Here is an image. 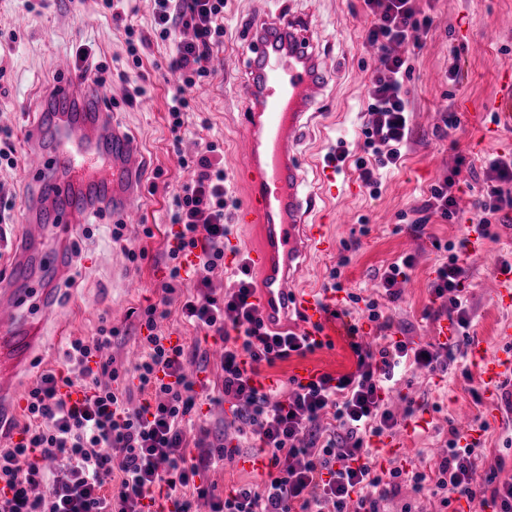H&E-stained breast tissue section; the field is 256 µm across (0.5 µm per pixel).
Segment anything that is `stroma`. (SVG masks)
<instances>
[{"label":"stroma","mask_w":512,"mask_h":512,"mask_svg":"<svg viewBox=\"0 0 512 512\" xmlns=\"http://www.w3.org/2000/svg\"><path fill=\"white\" fill-rule=\"evenodd\" d=\"M423 14L433 24L422 36V46L408 52L411 67L408 86L413 108L412 135L401 164L383 175L378 195L366 189L357 194H339L324 212V223L334 225L336 249L331 254L309 261L300 278L302 285L322 288L329 272L341 257L349 263L341 278L344 292L377 298L382 314L393 322L391 333L401 339L437 342L436 320L425 318L430 303L429 283L439 263L448 259L446 251L435 249L433 240L454 242L461 238L474 211L472 196H462L461 214L454 223L430 215L422 235H415L410 224L430 196L432 185L442 183L453 170L474 187L483 186L486 158L512 156V126L504 123L500 107L501 76L512 74V0H418ZM153 0H131L125 24L112 21L101 0H52L48 8L27 10L26 0H0V137L11 135L20 161L15 171L0 174V190L14 200L12 224L7 228L10 243L23 238L25 216L32 194L31 174L26 160L35 146L23 131L39 122L44 108L45 89L60 77L58 62L70 55L79 42L92 44L97 61L113 74L109 83L112 118L121 131L133 140L144 157L145 168L139 177L138 200L143 221L127 225L124 239L112 242L109 215L95 217L93 236L72 235L65 244L71 261L69 278L57 282L61 307L57 319L47 322L46 345L24 383L50 369H60L64 343L55 340V324L66 325L70 338L95 334L100 324L119 331L111 354L125 362L130 351L142 350L143 329L138 310L147 302L168 297L170 314L161 323L171 340L189 345L187 370L201 379H216L222 358L212 341L183 323L180 317L181 293L164 294L167 281L166 234L146 237L144 226L168 222L167 205L174 191L190 181L194 169L187 161L200 150L201 140L217 141L224 152V168L233 172L238 121L244 104L237 94L242 77L240 43L253 18L260 14L282 13L310 18L321 52L335 71L326 90L328 119L305 127L296 146L305 160L304 188L317 184L313 166L329 143H344L351 156H359L363 138L361 127L367 122L366 84L376 64L366 54L363 0H228L224 10V41L214 47V56L223 58V68L192 94V112L182 132L181 144H174L168 127V88L172 76L167 64L170 49L162 42L152 43L142 55V67L130 66L125 44V25L151 35ZM95 25H87V15ZM460 69L458 83L447 79L449 65ZM137 94L136 105L124 102ZM470 103L480 120L462 112ZM457 116L458 125L446 129L445 119ZM492 238L484 240L480 251L468 252L464 294L473 314L472 340L481 342L488 355L512 350V335L497 332L500 321L512 320V304L503 305L490 287L498 259L512 261V217H498ZM145 250L146 257L130 262L128 250ZM410 255L415 267L409 278L399 282L397 300L378 296L376 278L400 257ZM138 281L131 290L129 281ZM332 330L329 346L306 357H290L274 366H262L269 379L270 401L281 400L291 391V380L303 364L318 372L340 375L356 369V357L349 347L343 327L326 322ZM466 346L455 349L447 380L427 376L421 371L407 372L400 384L416 402V429L405 443L412 464L426 465L446 455L448 428L469 420L481 427L483 405L474 403L469 383L461 371L468 366ZM196 413L203 426L223 443L237 446L233 459L217 462L205 475L216 494L225 486L248 485L261 481L262 474L249 468V448L231 424L230 404L214 405L199 401ZM485 453L481 470H498L501 478L512 477V407L498 403V417L483 427Z\"/></svg>","instance_id":"35a3bbf8"}]
</instances>
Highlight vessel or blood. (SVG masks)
Wrapping results in <instances>:
<instances>
[{
  "label": "vessel or blood",
  "mask_w": 512,
  "mask_h": 512,
  "mask_svg": "<svg viewBox=\"0 0 512 512\" xmlns=\"http://www.w3.org/2000/svg\"><path fill=\"white\" fill-rule=\"evenodd\" d=\"M314 31L305 19L279 15L255 18L246 35L243 77L238 93L246 113L240 126L241 159L237 179L245 202L236 221L257 235L258 244L248 252L258 287L256 303L270 327L285 330L290 313L313 339L326 338L321 326L336 307L332 292L317 294L294 286L291 270L299 259L332 251L335 237L327 225L311 220L313 193L300 190L302 162L294 145L304 120L317 116L329 67L313 42ZM75 64L64 61V79L51 85L45 97L53 103L76 105V112L60 114L37 125L30 135L47 141L46 150L29 164L36 193L29 206L28 229L15 253L17 279L35 273L50 276L66 269L62 250L43 249L42 240L53 236L68 240L86 221L87 200L73 192L96 159L109 160L99 177V188L111 199L115 221L135 224L141 210L127 184L138 156L134 145L113 123L106 94L90 78L74 74ZM0 421L10 419L18 402V374L26 368L40 340V324L33 313L48 314L56 292L41 286L0 287ZM479 366L485 395V416L495 419L500 384L512 376V353L488 357L480 344L470 348Z\"/></svg>",
  "instance_id": "b4317fda"
}]
</instances>
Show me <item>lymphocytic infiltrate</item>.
<instances>
[{
    "instance_id": "1",
    "label": "lymphocytic infiltrate",
    "mask_w": 512,
    "mask_h": 512,
    "mask_svg": "<svg viewBox=\"0 0 512 512\" xmlns=\"http://www.w3.org/2000/svg\"><path fill=\"white\" fill-rule=\"evenodd\" d=\"M369 26L365 40L377 51L367 85L371 122L361 129L363 153L354 160L358 177L377 195L383 171L397 167L411 133L410 68L390 45L420 47L431 25L416 0H363ZM225 0H154L153 34L124 28L127 52L141 66L140 52L152 40L171 43L168 69L169 128L180 139L192 109L190 92L211 75L208 62L224 38ZM192 30V40L180 38ZM195 178L173 195L171 243L164 293L183 286L187 294L182 321L194 330L214 333L224 344L221 373L196 381L185 369L186 346L166 344L158 322L167 318L165 302L141 309L147 330L144 353L133 368L117 364L108 349L118 329L99 326L95 335L67 340L65 372L41 373L28 387L18 440L0 448V512H192L193 498L210 502L211 512H323L330 501L336 512H385L400 489L402 469H384L370 446L372 438L392 432L400 417H413L412 398L403 416L387 406L386 397L407 368L432 375L448 372L433 343L388 340L378 349L362 347L357 324L344 328L357 357L353 372L297 384L282 400L270 401L256 386L260 365L291 356H306L319 343L308 334L269 331L251 301L254 292L248 264L239 267L236 286L224 298L213 296L211 273L224 263V219L234 201L217 142H206L194 161ZM484 186L474 203L469 229L490 237L496 215L512 209V158L485 161ZM469 237L446 243L448 261L440 263L430 283L432 300L448 303L456 336L469 337L474 318L463 291L460 257ZM232 400L233 413L249 427L254 454L267 459L268 478L259 485L214 495L202 478L215 454L195 453L192 412L199 393ZM138 407H130L132 396ZM448 452L434 464L412 468L416 492L449 507L453 495L512 512V479L498 472L479 473L482 444H462L457 428L448 430ZM55 468H48V461Z\"/></svg>"
}]
</instances>
